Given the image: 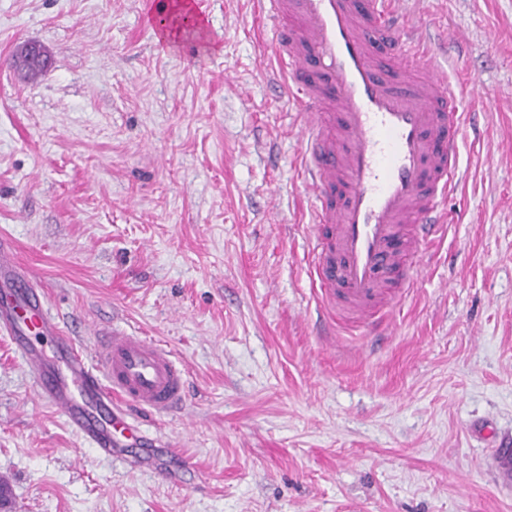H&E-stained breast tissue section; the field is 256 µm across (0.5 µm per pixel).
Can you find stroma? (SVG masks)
<instances>
[{
    "label": "stroma",
    "mask_w": 512,
    "mask_h": 512,
    "mask_svg": "<svg viewBox=\"0 0 512 512\" xmlns=\"http://www.w3.org/2000/svg\"><path fill=\"white\" fill-rule=\"evenodd\" d=\"M154 2L0 0V238L83 350L116 327L188 371L184 413L107 458L0 335L12 512H512V0H406L463 94L447 231L384 329L328 336L255 0H204L208 42L174 46Z\"/></svg>",
    "instance_id": "stroma-1"
}]
</instances>
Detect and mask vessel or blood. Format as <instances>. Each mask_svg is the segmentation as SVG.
<instances>
[{"label": "vessel or blood", "instance_id": "1", "mask_svg": "<svg viewBox=\"0 0 512 512\" xmlns=\"http://www.w3.org/2000/svg\"><path fill=\"white\" fill-rule=\"evenodd\" d=\"M277 24L270 51L303 117L305 186L314 197L312 276L328 314L363 324L403 296L438 241L456 184L459 94L430 44L404 22L405 0H256ZM0 333L41 400L112 457L138 426L131 408L181 411L187 370L159 340L102 332L93 352L47 310L33 269L0 240ZM50 337L53 354L39 338Z\"/></svg>", "mask_w": 512, "mask_h": 512}]
</instances>
